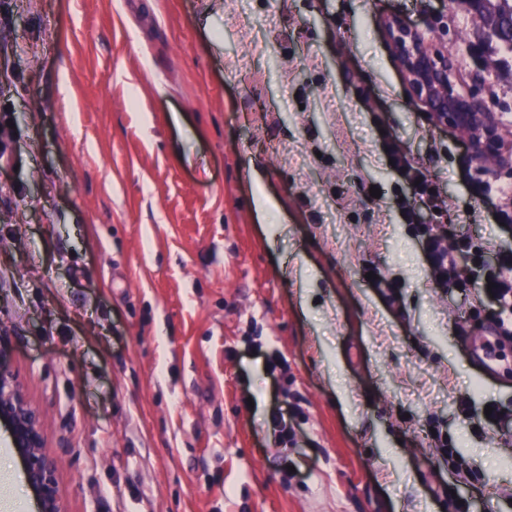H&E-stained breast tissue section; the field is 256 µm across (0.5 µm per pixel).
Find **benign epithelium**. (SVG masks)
Masks as SVG:
<instances>
[{
  "mask_svg": "<svg viewBox=\"0 0 512 512\" xmlns=\"http://www.w3.org/2000/svg\"><path fill=\"white\" fill-rule=\"evenodd\" d=\"M388 35L408 82L435 120L452 125L466 136L469 161L478 165L501 162L498 125L486 112L482 98L457 89L455 69L448 56L426 33L399 19L387 24ZM0 422L7 425L18 449L28 483L36 493L40 512H64L55 456L46 450L40 413L28 400L19 375L0 363Z\"/></svg>",
  "mask_w": 512,
  "mask_h": 512,
  "instance_id": "obj_1",
  "label": "benign epithelium"
}]
</instances>
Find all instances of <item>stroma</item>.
Here are the masks:
<instances>
[{"label": "stroma", "mask_w": 512, "mask_h": 512, "mask_svg": "<svg viewBox=\"0 0 512 512\" xmlns=\"http://www.w3.org/2000/svg\"><path fill=\"white\" fill-rule=\"evenodd\" d=\"M6 6L0 346L65 512H512V424L479 425L512 411V339L487 334L482 271L457 257L467 286H440L422 248L427 227L489 268L512 247V56L473 15ZM392 17L484 97L501 164L413 102ZM0 512H38L2 426Z\"/></svg>", "instance_id": "35a3bbf8"}]
</instances>
